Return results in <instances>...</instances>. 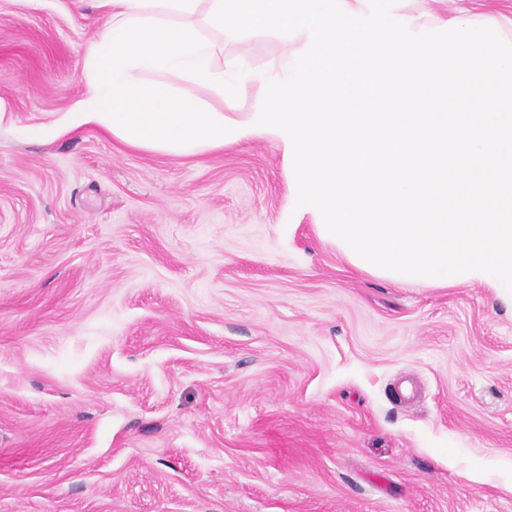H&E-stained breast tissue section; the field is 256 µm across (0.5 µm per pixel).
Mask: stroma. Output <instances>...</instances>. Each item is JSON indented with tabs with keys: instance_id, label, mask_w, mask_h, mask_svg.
<instances>
[{
	"instance_id": "35a3bbf8",
	"label": "stroma",
	"mask_w": 512,
	"mask_h": 512,
	"mask_svg": "<svg viewBox=\"0 0 512 512\" xmlns=\"http://www.w3.org/2000/svg\"><path fill=\"white\" fill-rule=\"evenodd\" d=\"M415 25L512 0H398ZM98 0H0V512H512V308L354 268L278 144L74 126ZM244 112L278 33L209 30Z\"/></svg>"
}]
</instances>
